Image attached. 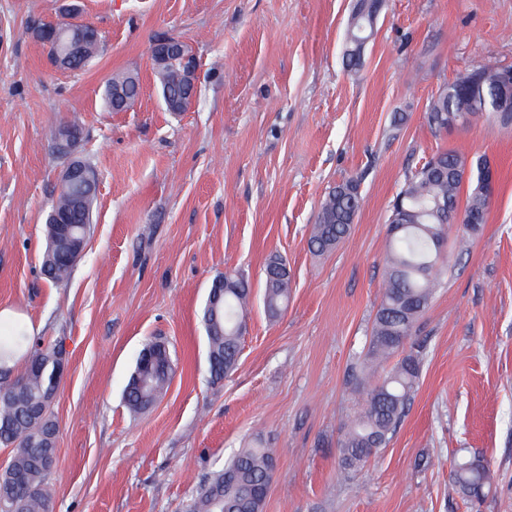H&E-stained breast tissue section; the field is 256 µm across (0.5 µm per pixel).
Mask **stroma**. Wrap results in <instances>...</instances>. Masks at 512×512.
Masks as SVG:
<instances>
[{"mask_svg":"<svg viewBox=\"0 0 512 512\" xmlns=\"http://www.w3.org/2000/svg\"><path fill=\"white\" fill-rule=\"evenodd\" d=\"M97 27L102 48L59 69L34 27ZM354 0H0V332L33 331L68 361L51 410L58 428L51 512H185L238 449L273 448L264 512H512V123L482 116L438 133L440 88L468 70L512 66V0H383L360 66L343 61ZM163 38L198 59L196 100L169 111L151 58ZM138 75L121 112L115 73ZM73 153L97 174L92 233L68 279L42 272L46 217ZM485 159L497 191L468 252L412 337L424 361L397 434L354 476L341 430L363 403L352 368L384 285L390 204L434 153ZM357 179L349 236L308 246L328 191ZM292 288L263 305L270 256ZM238 272L252 292L235 370L211 382L202 310ZM174 364L163 396L131 414L124 389L149 340ZM476 455L481 499L449 495ZM104 94L110 109L121 111L139 97V79L130 74H116L106 81Z\"/></svg>","mask_w":512,"mask_h":512,"instance_id":"35a3bbf8","label":"stroma"}]
</instances>
